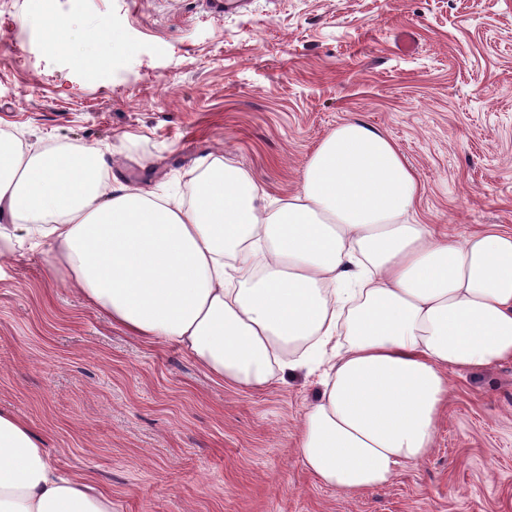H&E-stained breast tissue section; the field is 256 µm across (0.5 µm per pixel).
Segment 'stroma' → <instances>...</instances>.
Masks as SVG:
<instances>
[{"mask_svg":"<svg viewBox=\"0 0 512 512\" xmlns=\"http://www.w3.org/2000/svg\"><path fill=\"white\" fill-rule=\"evenodd\" d=\"M106 18L117 67L29 31L36 8ZM412 30L416 48L398 40ZM350 120L418 175L419 221L458 236L512 229V0H0V130L23 147H97L131 188L190 194L204 160L297 192ZM319 393L297 371L224 384L176 345L112 327L28 245L0 261V408L113 512H512V363L450 377L429 457L348 496L301 463Z\"/></svg>","mask_w":512,"mask_h":512,"instance_id":"1","label":"stroma"}]
</instances>
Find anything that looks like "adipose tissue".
I'll return each instance as SVG.
<instances>
[{
  "instance_id": "ef3b65f1",
  "label": "adipose tissue",
  "mask_w": 512,
  "mask_h": 512,
  "mask_svg": "<svg viewBox=\"0 0 512 512\" xmlns=\"http://www.w3.org/2000/svg\"><path fill=\"white\" fill-rule=\"evenodd\" d=\"M422 191L358 120L318 145L297 193L267 204L218 158L187 202L121 184L101 149L26 153L0 132V215L113 325L237 387L320 371L298 453L347 495L428 456L450 374L512 361V230L439 233L413 217ZM0 512H112V499L60 475L0 410Z\"/></svg>"
}]
</instances>
